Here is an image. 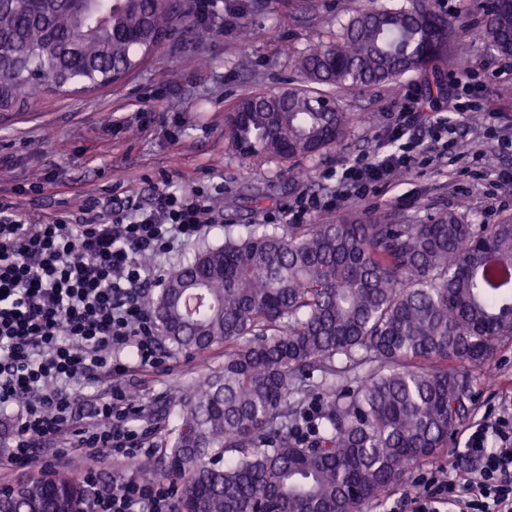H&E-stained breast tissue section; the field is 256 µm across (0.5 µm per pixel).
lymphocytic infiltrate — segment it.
I'll return each instance as SVG.
<instances>
[{"label":"lymphocytic infiltrate","instance_id":"1","mask_svg":"<svg viewBox=\"0 0 512 512\" xmlns=\"http://www.w3.org/2000/svg\"><path fill=\"white\" fill-rule=\"evenodd\" d=\"M397 149L346 165L334 190L300 198L302 219L364 196L371 184L408 168L422 140L413 124L391 135ZM210 192L154 190L141 201L96 198L55 219L0 204V410L11 425L6 462H32L37 448L59 442L85 463L96 512H171L157 483L99 484L100 464L148 454L149 428L120 381L133 365L162 362L155 325L143 304L156 283L144 257H159L199 239L215 216ZM112 394L90 403L94 425L75 427L74 391L97 377ZM453 456L466 462L449 474L416 478L418 492L389 512H512V418L474 426Z\"/></svg>","mask_w":512,"mask_h":512}]
</instances>
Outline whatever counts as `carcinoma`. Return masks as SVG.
Listing matches in <instances>:
<instances>
[{
	"mask_svg": "<svg viewBox=\"0 0 512 512\" xmlns=\"http://www.w3.org/2000/svg\"><path fill=\"white\" fill-rule=\"evenodd\" d=\"M180 18L175 0H0V112L39 85L124 78ZM483 37L512 54V0H495ZM466 50L432 0L375 3L301 51L299 68L338 89L421 74L440 91ZM324 101L305 88L245 96L224 136L253 162L315 158L349 133L348 113ZM151 305L172 351L222 347L224 365L176 400L163 467L137 477L171 482L173 512H360L447 450L474 370L512 340V218L257 225L170 269ZM0 506L92 512L72 474H34Z\"/></svg>",
	"mask_w": 512,
	"mask_h": 512,
	"instance_id": "obj_1",
	"label": "carcinoma"
}]
</instances>
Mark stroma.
Instances as JSON below:
<instances>
[{
	"label": "stroma",
	"mask_w": 512,
	"mask_h": 512,
	"mask_svg": "<svg viewBox=\"0 0 512 512\" xmlns=\"http://www.w3.org/2000/svg\"><path fill=\"white\" fill-rule=\"evenodd\" d=\"M368 0H224L210 36L198 42L179 33L124 81L93 92L41 90L27 106L0 112V201L44 215L76 210L105 196L149 197L154 187L212 190L222 186L216 222L197 241L155 259L160 272L225 235L243 236L256 225L294 223L292 207L321 191L325 173L339 174L355 158L383 151L407 94L425 114L455 127L449 144L425 137L408 170L363 198L338 202L332 220L372 212L392 224H424L439 214L464 211L475 226L512 217V73L498 74L505 57L479 35L487 0H435L439 13L458 17L471 33L461 67L447 73L444 91L428 105L426 81L412 74L368 91L321 86L350 117L343 145L315 159L244 163L224 137V113L247 94L301 86L296 50L335 32L349 12ZM472 77L479 115L453 110L456 88ZM220 348L191 357L170 355L129 380L149 407L156 428L152 461L167 437L165 411L222 366ZM476 401L453 437L463 447L474 424L512 409V341L495 345L475 371Z\"/></svg>",
	"instance_id": "stroma-1"
}]
</instances>
